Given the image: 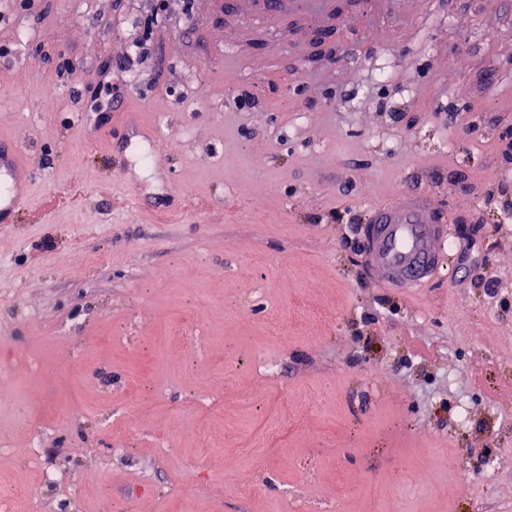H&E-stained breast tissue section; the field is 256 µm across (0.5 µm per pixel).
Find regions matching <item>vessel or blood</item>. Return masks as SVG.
I'll return each mask as SVG.
<instances>
[{"mask_svg":"<svg viewBox=\"0 0 512 512\" xmlns=\"http://www.w3.org/2000/svg\"><path fill=\"white\" fill-rule=\"evenodd\" d=\"M0 174L8 175L12 183L10 192L0 196V224H9L29 194L30 173L20 161L18 146L0 144ZM445 237L429 194H408L371 209L365 233L367 259L382 284L419 288L438 269L437 243Z\"/></svg>","mask_w":512,"mask_h":512,"instance_id":"obj_1","label":"vessel or blood"}]
</instances>
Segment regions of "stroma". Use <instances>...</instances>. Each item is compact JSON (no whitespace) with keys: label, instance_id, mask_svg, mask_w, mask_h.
<instances>
[{"label":"stroma","instance_id":"stroma-1","mask_svg":"<svg viewBox=\"0 0 512 512\" xmlns=\"http://www.w3.org/2000/svg\"><path fill=\"white\" fill-rule=\"evenodd\" d=\"M0 46L10 512H512V0H0ZM419 190L451 257L389 288L346 241ZM3 173L10 178L12 188L7 195L0 196V224H11L15 212L28 199L30 185V173L21 163L15 144H0V175Z\"/></svg>","mask_w":512,"mask_h":512}]
</instances>
